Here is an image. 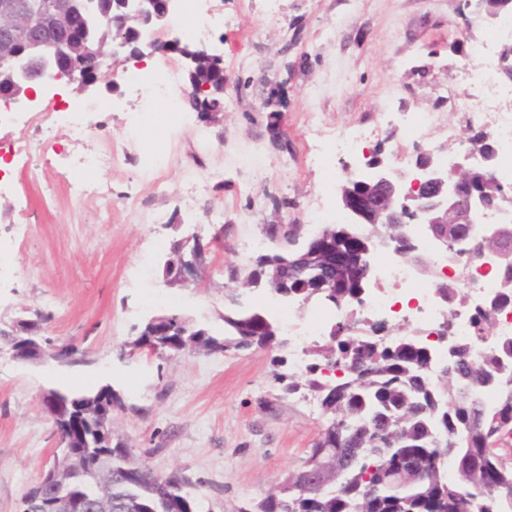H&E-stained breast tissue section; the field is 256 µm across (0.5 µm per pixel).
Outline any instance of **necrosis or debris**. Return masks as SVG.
Instances as JSON below:
<instances>
[{
    "label": "necrosis or debris",
    "mask_w": 512,
    "mask_h": 512,
    "mask_svg": "<svg viewBox=\"0 0 512 512\" xmlns=\"http://www.w3.org/2000/svg\"><path fill=\"white\" fill-rule=\"evenodd\" d=\"M176 17L184 22L186 38L200 46L210 43L224 25L223 15L205 7L202 0H180ZM505 39L512 40V16L505 17L498 28L475 42L471 64L460 71L469 89L461 107L470 122L485 128L494 140L498 151L494 174L504 185L512 186V85L500 83L494 66L488 63L495 46ZM120 78L137 94L136 103L129 110L126 138H139L142 114L153 111L158 101H165L170 115H179L181 90L173 67L125 71ZM451 270L465 289L466 298L462 304L449 308L440 300L435 284L423 279L416 266L393 251H383L374 268L373 284L359 306L360 317L370 321L392 317L411 321L423 336L435 335L445 324L452 336L473 335L474 311L486 305L498 289L497 266L492 258L473 254L459 258ZM270 310L279 327L292 336L300 360L315 337L327 335L332 325L344 318L342 310L333 308L313 310L303 319L296 318L283 305H271Z\"/></svg>",
    "instance_id": "4bbe7bcc"
}]
</instances>
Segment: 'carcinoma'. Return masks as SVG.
I'll return each instance as SVG.
<instances>
[{
	"label": "carcinoma",
	"mask_w": 512,
	"mask_h": 512,
	"mask_svg": "<svg viewBox=\"0 0 512 512\" xmlns=\"http://www.w3.org/2000/svg\"><path fill=\"white\" fill-rule=\"evenodd\" d=\"M80 41L89 35L104 49L112 45L113 26L101 18L85 29L71 31ZM194 55L191 84L209 86L193 98L201 112L214 110L224 93V67L200 49L179 48ZM281 255L265 251L255 268L243 276L248 282L263 271L271 272ZM359 257L352 255L336 271L341 291L360 290ZM500 295L492 307L472 317L474 336L456 344L446 372L433 371L427 345L414 338L396 344L380 342L387 325L358 321L353 333L329 332L308 349L314 362L305 368L303 386L320 402L327 425L307 452L302 465L288 473L277 495L269 494L238 512H512V464L500 444L512 436V423L494 422L496 403L475 396L481 388H499L512 378V338L496 345L477 342L488 337L492 311L512 305V265H503ZM288 292L300 299L321 298L319 281H290ZM258 312H234L224 317V333L172 317L171 336H154L146 324L141 335L126 343L129 351L147 348L159 354L186 349L211 354L231 349H263L270 337L261 329ZM329 356L341 361L325 375L319 370ZM53 394L78 408L96 396L94 391L55 390ZM403 430L398 446L389 447L390 434ZM71 472L46 484L42 502L30 512H46L54 502L85 500L97 512H198L191 482L178 473L158 478L156 472L134 458L122 440L110 448L75 445ZM444 458V464L434 460ZM325 467L324 485L313 494L302 493L305 471L315 458ZM504 485L493 494L488 483Z\"/></svg>",
	"instance_id": "obj_1"
}]
</instances>
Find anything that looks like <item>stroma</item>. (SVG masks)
I'll list each match as a JSON object with an SVG mask.
<instances>
[{
    "instance_id": "stroma-1",
    "label": "stroma",
    "mask_w": 512,
    "mask_h": 512,
    "mask_svg": "<svg viewBox=\"0 0 512 512\" xmlns=\"http://www.w3.org/2000/svg\"><path fill=\"white\" fill-rule=\"evenodd\" d=\"M224 15L210 43L224 67L217 112L192 103L190 64L170 61L183 89V120L167 123L165 105L148 119L138 142L124 135L128 88L99 85L88 101L89 137L78 144L51 135L48 112L73 98L70 86L40 92L42 118L27 131L32 152L11 151L17 130L0 127V172L9 197L0 198V230L27 225L15 279L0 287V319L23 310L48 315L45 334L78 350L77 364L21 363L0 339V512H23V498L49 468L60 446L43 397L51 389L111 386L123 402L112 420L155 471L188 477L203 512H238L273 492L299 468L326 423L317 399L289 393L295 374L291 345L210 355L186 350L159 356L129 353L136 325L160 313L147 304L161 289V262L174 232L211 239L223 225L202 278L166 290L167 308L215 331L227 310L267 313L268 293L229 278L251 265L250 240L270 224H309L323 199L326 175L344 179L361 152L331 148L336 134L375 127L367 148L391 163L413 164L417 148L394 112H441L458 125L463 149L476 126L464 123L452 98L472 43L489 30L465 0H208ZM164 161L147 165L155 150ZM80 154L100 157L87 177L89 192L69 188ZM282 206H273V199ZM151 255L148 286L136 265Z\"/></svg>"
}]
</instances>
